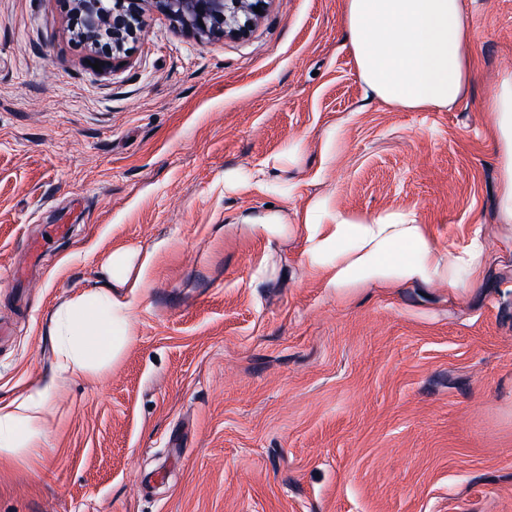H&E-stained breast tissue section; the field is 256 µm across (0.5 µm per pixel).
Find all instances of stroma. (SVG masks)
<instances>
[{"mask_svg": "<svg viewBox=\"0 0 512 512\" xmlns=\"http://www.w3.org/2000/svg\"><path fill=\"white\" fill-rule=\"evenodd\" d=\"M72 0H0V404L51 385L37 467L0 455V512H512V224L486 107L512 0H467L472 79L446 110L367 98L342 0H270L242 37L146 11L118 63ZM404 209L482 277L333 290L310 203ZM69 225L31 287L27 235ZM156 250L121 360L61 371L55 315ZM154 250L140 251L117 249L106 262V272L112 281V288H124L132 271L138 267L137 280L131 288H141L155 260Z\"/></svg>", "mask_w": 512, "mask_h": 512, "instance_id": "35a3bbf8", "label": "stroma"}]
</instances>
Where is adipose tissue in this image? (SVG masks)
<instances>
[{"instance_id": "1", "label": "adipose tissue", "mask_w": 512, "mask_h": 512, "mask_svg": "<svg viewBox=\"0 0 512 512\" xmlns=\"http://www.w3.org/2000/svg\"><path fill=\"white\" fill-rule=\"evenodd\" d=\"M345 36L367 96L414 110L454 106L471 79L466 0H344ZM487 107L502 180L499 208L512 220V71L502 72ZM308 266L327 288H393L403 284L465 287L482 276L486 245L473 235L450 252L415 213L358 214L321 201L297 226ZM155 251L118 249L106 262L113 288L74 296L56 316L59 365L98 377L122 356L137 298L128 279L144 285ZM50 387L0 406V455L35 457L51 413Z\"/></svg>"}]
</instances>
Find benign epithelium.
I'll use <instances>...</instances> for the list:
<instances>
[{
    "mask_svg": "<svg viewBox=\"0 0 512 512\" xmlns=\"http://www.w3.org/2000/svg\"><path fill=\"white\" fill-rule=\"evenodd\" d=\"M85 31L92 35L102 29L112 32L113 44L125 41L130 17L150 7L179 23L199 38L241 36L257 16L255 8L264 11L269 0H114L110 9L102 0H76Z\"/></svg>",
    "mask_w": 512,
    "mask_h": 512,
    "instance_id": "benign-epithelium-1",
    "label": "benign epithelium"
}]
</instances>
